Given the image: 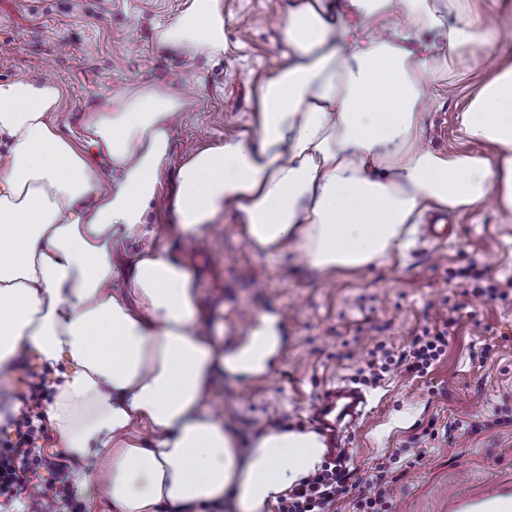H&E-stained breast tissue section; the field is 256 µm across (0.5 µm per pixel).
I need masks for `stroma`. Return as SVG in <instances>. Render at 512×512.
Segmentation results:
<instances>
[{"label": "stroma", "mask_w": 512, "mask_h": 512, "mask_svg": "<svg viewBox=\"0 0 512 512\" xmlns=\"http://www.w3.org/2000/svg\"><path fill=\"white\" fill-rule=\"evenodd\" d=\"M184 0H0V82L51 80L63 90L58 128L82 135L86 112L128 86L159 85L187 98L174 130L164 191L153 203L157 240L199 272L209 339L225 353L243 343L245 324L279 317L283 340L264 377L225 375L209 394L241 441L266 428L310 427L315 402L336 380L361 389L368 412L351 432L349 468L359 481L336 505L354 512L371 467L406 450L415 468L393 494L392 512H460L462 498L512 494V297L491 300L463 284L477 264L487 276L512 281V223L490 206L448 215L451 242L425 241L412 231L404 255L353 271L317 273L288 249L254 253L235 214L195 249L172 231L165 190L186 146L240 130L257 105L258 86L285 59L280 19L291 0H223V58L187 57L159 45L155 26ZM490 68L458 64L430 102L422 137L448 152L468 149L457 114L465 95ZM459 322L441 361L425 376L391 367L376 383L361 368L377 347L408 350L425 322Z\"/></svg>", "instance_id": "obj_1"}]
</instances>
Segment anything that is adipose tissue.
I'll return each mask as SVG.
<instances>
[{
	"mask_svg": "<svg viewBox=\"0 0 512 512\" xmlns=\"http://www.w3.org/2000/svg\"><path fill=\"white\" fill-rule=\"evenodd\" d=\"M454 20H447V13ZM222 0H186L157 40L223 55ZM288 62L257 93L246 128L187 151L168 205L175 232L204 241L236 212L248 245L293 249L317 272L354 270L402 252L423 211L493 202L512 222V60L496 20L460 0H295L281 19ZM466 56L498 58L459 116L470 150L422 140L437 75ZM54 82L0 83V392L20 355L64 366L43 413L78 485L104 489L113 512H199L232 496L270 512L319 469L323 438L270 429L241 444L207 403L221 373H265L279 349L273 317L226 355L205 335L193 270L148 223L187 102L135 86L89 110L84 147L61 136ZM142 242L131 269L113 259ZM96 461L93 473L84 466Z\"/></svg>",
	"mask_w": 512,
	"mask_h": 512,
	"instance_id": "adipose-tissue-1",
	"label": "adipose tissue"
}]
</instances>
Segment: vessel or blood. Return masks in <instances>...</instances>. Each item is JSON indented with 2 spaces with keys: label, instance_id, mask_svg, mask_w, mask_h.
Masks as SVG:
<instances>
[{
  "label": "vessel or blood",
  "instance_id": "b4317fda",
  "mask_svg": "<svg viewBox=\"0 0 512 512\" xmlns=\"http://www.w3.org/2000/svg\"><path fill=\"white\" fill-rule=\"evenodd\" d=\"M369 400L359 389L337 384L315 406L311 421L324 437L329 454L339 458L353 426L366 414Z\"/></svg>",
  "mask_w": 512,
  "mask_h": 512
}]
</instances>
